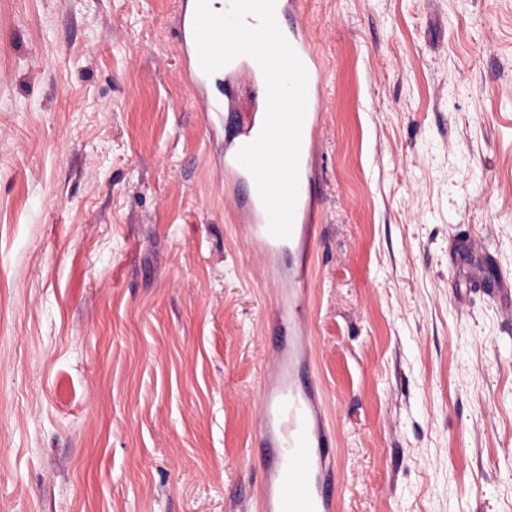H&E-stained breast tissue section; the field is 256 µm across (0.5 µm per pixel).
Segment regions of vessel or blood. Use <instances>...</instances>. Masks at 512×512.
<instances>
[{"label":"vessel or blood","mask_w":512,"mask_h":512,"mask_svg":"<svg viewBox=\"0 0 512 512\" xmlns=\"http://www.w3.org/2000/svg\"><path fill=\"white\" fill-rule=\"evenodd\" d=\"M196 0H181L177 37L182 65L209 136L224 138V195L234 202L252 248L267 261L266 280L277 292L278 334L255 392L256 445L261 455L259 512H336L334 427L325 416L311 373L314 341L308 298L314 285L311 246L320 203L318 169L328 75L304 17V0H277L280 28L307 71V104L301 131L299 187L290 238L268 230V216L251 174L237 161L242 146L260 134L267 87L254 58L241 55L213 74L199 62L193 33ZM252 90L241 108L236 89Z\"/></svg>","instance_id":"b4317fda"}]
</instances>
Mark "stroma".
<instances>
[{"instance_id":"obj_1","label":"stroma","mask_w":512,"mask_h":512,"mask_svg":"<svg viewBox=\"0 0 512 512\" xmlns=\"http://www.w3.org/2000/svg\"><path fill=\"white\" fill-rule=\"evenodd\" d=\"M178 0H0V512H255L276 325ZM338 512H512V0H306Z\"/></svg>"}]
</instances>
